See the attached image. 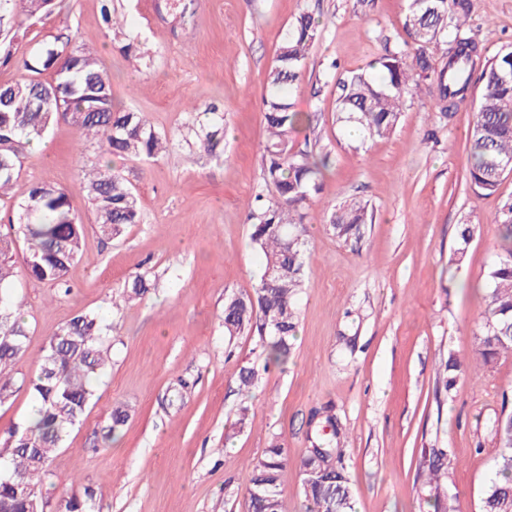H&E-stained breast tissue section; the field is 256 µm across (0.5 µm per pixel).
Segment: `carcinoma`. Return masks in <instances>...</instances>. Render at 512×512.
I'll return each instance as SVG.
<instances>
[{"label": "carcinoma", "mask_w": 512, "mask_h": 512, "mask_svg": "<svg viewBox=\"0 0 512 512\" xmlns=\"http://www.w3.org/2000/svg\"><path fill=\"white\" fill-rule=\"evenodd\" d=\"M53 6L54 0H0V29L21 16L46 15ZM471 8V0H409L404 29L414 52H389L375 59L371 67L379 71L378 79L362 71L338 80L336 120L353 124L365 140L390 135L418 79L427 76V46L446 36L447 66L437 78L440 114H453L476 78L474 74H479L476 118L467 138L468 175L475 189L490 195L507 174L502 164L512 161V47L480 62L477 44L467 29ZM319 36V22L308 13L298 15L287 28L268 74L267 139L261 155L267 193L255 196L248 215L251 242L263 262L251 293L224 298V335L232 339L256 331L267 355L276 362L288 359L296 336L297 301L307 275L305 243L310 218L306 204L320 191L323 170L331 163L329 155L317 157L297 150L291 140L298 127L311 124L310 116L292 110L288 97ZM22 68L24 78L0 86V195L19 191L26 197L27 222L9 228L26 244L27 273L67 294L71 286L66 273L80 253L85 224L75 215L68 190L42 184L20 187L23 147L44 138L60 119L74 127L77 141L94 139L105 155L155 159L168 151L170 138L155 130L143 113L116 106L99 59L69 34L42 43L22 61ZM49 68L55 69L54 81L37 78ZM83 190L101 235L116 238L128 226L140 223L134 191L110 173L108 166L98 164ZM370 223L369 205L352 198L333 209L326 227L335 237L347 240L359 236ZM496 224L502 245L487 273L479 358L483 367L512 353V198L502 204ZM473 234V224L459 225L457 261L465 257ZM12 276V265L0 248V405L12 396V370L27 351L22 304L7 288ZM152 286L148 274H136L125 283L124 301L142 298ZM110 358L107 334L94 314L80 313L49 336L38 372L28 380L37 413L26 425L0 435V512H29L32 500L41 510L50 507L40 490L42 476L94 398ZM130 416L128 406L113 405L104 441L112 440ZM316 418L332 431L319 436L302 458L305 512H355L354 490L341 463L343 427L330 406L313 410L311 419ZM494 432L498 448L495 477L485 488L481 512H512V410H502ZM289 457L284 442L271 440L249 480V512H285L280 475ZM450 465L448 449H421L417 478L423 479L422 489L433 512H455L448 497ZM96 496V488L87 485L59 501L56 512H96Z\"/></svg>", "instance_id": "1"}]
</instances>
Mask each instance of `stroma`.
Listing matches in <instances>:
<instances>
[{"instance_id": "stroma-1", "label": "stroma", "mask_w": 512, "mask_h": 512, "mask_svg": "<svg viewBox=\"0 0 512 512\" xmlns=\"http://www.w3.org/2000/svg\"><path fill=\"white\" fill-rule=\"evenodd\" d=\"M167 0H112L123 24L109 27L101 0H56L52 13L19 19L0 40L11 62L0 84L18 81L20 61L44 41L76 31L96 53L117 106L146 115L173 145L162 157L131 160L78 148L72 127L57 122L27 147L19 182L67 189L86 223L85 241L62 295L24 270V246L7 255L12 294L22 304L27 353L14 366L16 391L0 406V432L23 425L34 400L25 379L38 370L48 336L78 312L97 314L109 334L112 365L95 398L51 460L41 485L51 502L91 484L100 512H248L251 472L272 437L288 444L281 474L286 512H303L301 459L310 411L326 405L346 428L344 463L357 512H429L415 477L419 451L448 449V495L457 512H480L495 473L493 422L512 396V354L477 368L486 274L501 251L496 217L512 198V173L496 193L468 179L467 134L479 86L452 118L436 107V77L447 43L427 49L432 65L407 99L395 131L361 142L336 122L335 84L392 50L412 51L403 27L407 0H376L366 15L350 0H192L183 18ZM469 21L483 57L512 46V0H472ZM302 12L320 23L292 92L294 109L313 114L295 148L329 154L333 164L309 202L308 274L287 363L263 353L256 333L224 336V298L251 292L261 265L247 215L262 191L267 74L289 24ZM224 117L214 154H189L185 141L206 126L204 111ZM134 190L139 224L117 238L95 230L81 188L98 159ZM367 201L374 218L359 241L324 228L349 198ZM474 224L463 261L457 226ZM149 272L142 299L113 308L124 284ZM459 371L450 391L436 371L448 357ZM259 376L250 394L241 368ZM130 407L110 442L102 433L113 404ZM253 422L238 426L240 408Z\"/></svg>"}]
</instances>
